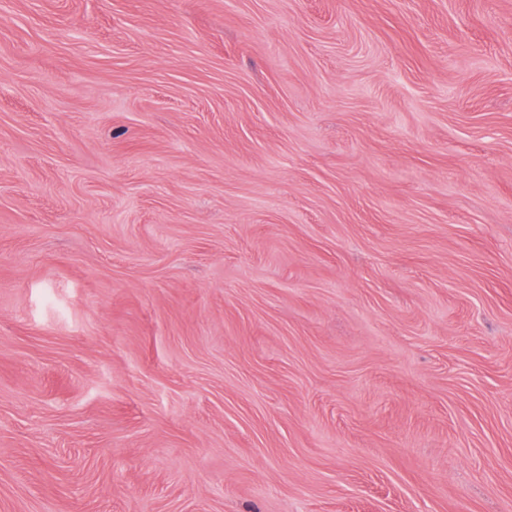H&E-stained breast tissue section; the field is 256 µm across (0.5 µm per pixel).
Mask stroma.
Here are the masks:
<instances>
[{
    "mask_svg": "<svg viewBox=\"0 0 512 512\" xmlns=\"http://www.w3.org/2000/svg\"><path fill=\"white\" fill-rule=\"evenodd\" d=\"M0 512H512V0H0Z\"/></svg>",
    "mask_w": 512,
    "mask_h": 512,
    "instance_id": "stroma-1",
    "label": "stroma"
}]
</instances>
